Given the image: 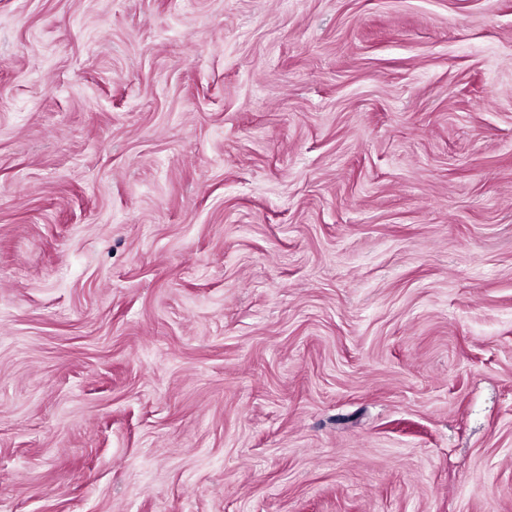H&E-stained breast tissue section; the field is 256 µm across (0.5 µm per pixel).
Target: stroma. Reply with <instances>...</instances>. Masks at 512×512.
Wrapping results in <instances>:
<instances>
[{
  "label": "stroma",
  "mask_w": 512,
  "mask_h": 512,
  "mask_svg": "<svg viewBox=\"0 0 512 512\" xmlns=\"http://www.w3.org/2000/svg\"><path fill=\"white\" fill-rule=\"evenodd\" d=\"M0 512H512V0H0Z\"/></svg>",
  "instance_id": "35a3bbf8"
}]
</instances>
